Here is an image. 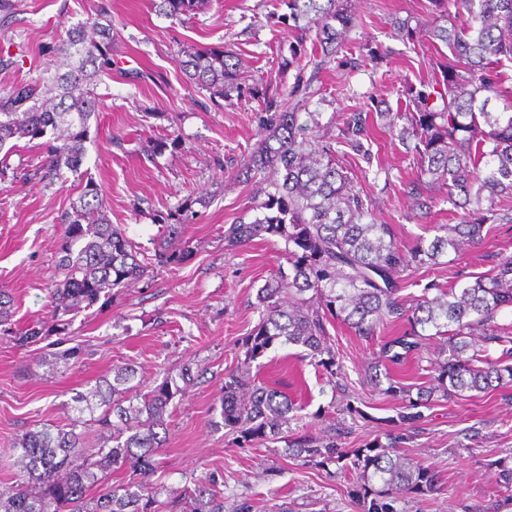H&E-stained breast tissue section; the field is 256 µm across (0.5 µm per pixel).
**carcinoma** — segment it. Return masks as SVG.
<instances>
[{
  "label": "carcinoma",
  "instance_id": "obj_1",
  "mask_svg": "<svg viewBox=\"0 0 512 512\" xmlns=\"http://www.w3.org/2000/svg\"><path fill=\"white\" fill-rule=\"evenodd\" d=\"M293 20L319 24L321 54L336 52L352 15L341 0H283ZM208 0H158V13L189 17ZM466 15L449 27L436 25L433 39L444 43L450 57L436 62L442 77L441 103L425 91L408 89L413 110L382 112L417 163L407 184L416 209L427 213L433 190L445 192L448 204L463 211L458 224H441L431 241L420 239L408 248L398 242L392 226L365 221L370 211L354 190L336 156V139L320 134L318 113L301 120L299 105L285 98L261 143L241 165V174L258 183L262 199L225 235L227 245L247 244L261 234L285 241L288 268L257 291L260 321L243 343L244 358L224 376L220 399L223 425L249 443L270 437L287 438L286 456L302 465H341L352 471L362 494L363 512H398L396 504L410 494L424 496L439 488L435 469L399 450L404 434L390 436L383 446L341 448L303 434L288 438L291 421L303 407L288 394L250 381L252 363L277 342L303 348L316 367L334 374L336 353L328 327L338 321L355 335L372 339L380 326L403 327L386 340L369 371V381L389 382L385 392H405L390 367L419 353L426 341L440 338L443 358L434 363L432 383L421 386L414 408L434 395L463 397L490 393L512 385V326L498 323L512 311V255L497 258L492 273L430 297L422 294L407 304L398 296L399 278L409 267L436 265L452 252L484 242L486 225L512 220V86L494 70L512 63V0H453ZM50 97L37 86L16 84L0 90V149L22 138L45 139L48 164L39 179L48 183L76 173L85 159L89 120L102 104L94 86L112 71V32L94 21L68 31L65 43L50 50ZM224 50H199L178 60L183 74L210 99H222L238 87V63ZM503 98L499 112L488 109L491 98ZM365 118L352 112L340 137L359 151ZM99 187L86 183L61 218L60 265L64 279L51 290V331L27 328L17 341L35 343L69 326L66 316L94 306L111 290L141 280L148 262L123 230L108 222ZM158 263L176 265L182 253L159 243ZM10 294L0 289V332L9 328ZM501 349L491 359L475 341ZM136 377L131 364L117 366L105 378L72 398L70 427L25 432L17 453L16 483L0 489V512H160L165 488L151 481L156 456L165 437V414L174 398L194 380L190 368L168 374L145 393H132ZM90 422L101 430L99 447L89 450L77 428ZM118 471L127 481L113 484ZM224 482L210 474L183 489L174 512H224Z\"/></svg>",
  "mask_w": 512,
  "mask_h": 512
}]
</instances>
